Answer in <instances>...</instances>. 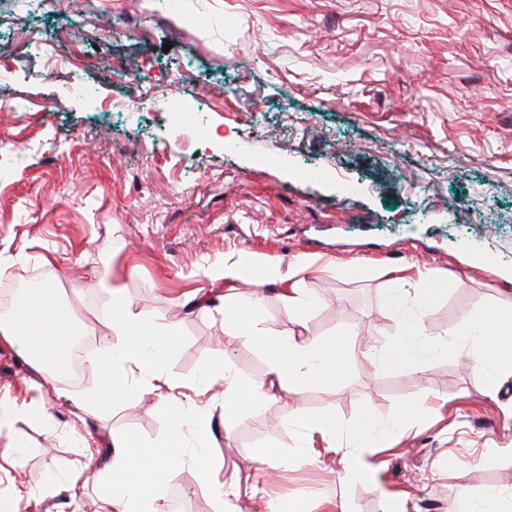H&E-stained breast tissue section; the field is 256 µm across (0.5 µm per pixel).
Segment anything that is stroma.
Masks as SVG:
<instances>
[{"label": "stroma", "mask_w": 512, "mask_h": 512, "mask_svg": "<svg viewBox=\"0 0 512 512\" xmlns=\"http://www.w3.org/2000/svg\"><path fill=\"white\" fill-rule=\"evenodd\" d=\"M1 69L0 282L57 288L82 360L112 334L105 277L133 310L169 319L175 377L221 358L266 379L262 349L225 339L219 302L189 303L196 288L223 293L204 271L240 250L258 265L304 262L300 286L321 299L306 314L312 335L362 336L335 388L231 415L212 402L209 453L252 490L225 512L280 501L335 512L339 500L350 512H460L484 490L512 494V376L486 390L457 354L476 307L512 302V0H53L47 11L0 0ZM102 99L123 107L100 111ZM344 262L443 277L426 324L447 350L377 371L396 333L380 311L394 283L350 278ZM39 381L47 419L20 412L0 430V453L11 435L26 444L0 472V494L29 491L20 512H113L90 480L74 504L39 492L48 475L100 468L114 435L140 450L133 474L146 486L215 512L202 462L149 468L170 436L151 395L86 417L59 395L100 388L99 369L47 383L24 340L0 342V402L30 401ZM299 412L403 424L369 449L381 469L347 481Z\"/></svg>", "instance_id": "obj_1"}]
</instances>
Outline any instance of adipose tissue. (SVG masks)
<instances>
[{
  "instance_id": "ef3b65f1",
  "label": "adipose tissue",
  "mask_w": 512,
  "mask_h": 512,
  "mask_svg": "<svg viewBox=\"0 0 512 512\" xmlns=\"http://www.w3.org/2000/svg\"><path fill=\"white\" fill-rule=\"evenodd\" d=\"M302 270L299 262L286 267L271 263L256 272L261 286L274 283L279 287L277 296L290 327L277 333L269 331L260 315L265 300L261 286L246 296L235 290L244 275L242 255H225L223 262L206 271L211 282L224 286L225 336L245 340L266 352L269 375L265 384L248 383L221 362L205 367L192 384H185L168 370L169 350L163 339L167 327L159 324L154 333L144 332L145 315L116 297L111 310L102 317L103 323L111 326L113 338L100 345L93 359L107 385L102 391L82 396V407L95 412L104 402L123 401L137 393L156 395L168 412L170 439L165 450L150 456L148 462L153 470L171 474L187 461L181 445L185 428H192L198 440H205L211 416L209 409L185 394V387L203 393L215 391L225 411L233 412L264 408L277 392L288 395L308 386H335L361 342L354 333L306 334L305 315L313 306V298L299 286L297 277ZM395 283L381 305L397 327L396 336L381 349L380 367L384 370L442 348L437 338L428 335L425 317L445 293V280L421 270L416 277H399ZM467 330L469 338L461 354L481 371L487 387H494L500 377L512 374V307L478 309L469 319ZM19 335L26 339L31 361L45 379H53L54 369L68 356L75 335L72 318L56 289L46 288L38 297L26 299L15 318L0 319V339L10 341ZM295 420L308 430L330 435L333 448L341 454L343 479L366 475L364 439L376 432L373 418L362 420L356 440L332 417L312 419L299 413ZM133 458L127 440L112 437L107 462L94 474L95 483L104 488L114 512H167L163 487L149 488L130 477Z\"/></svg>"
}]
</instances>
